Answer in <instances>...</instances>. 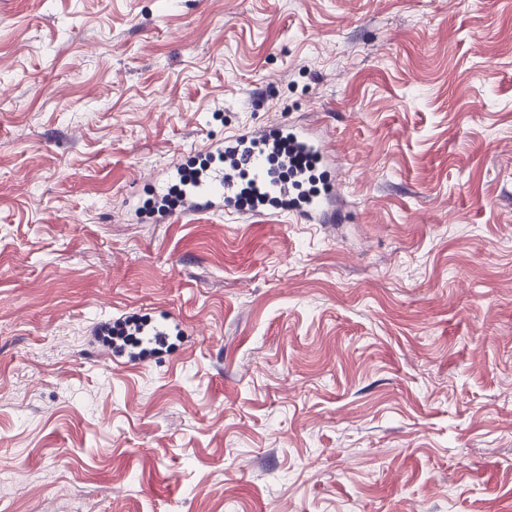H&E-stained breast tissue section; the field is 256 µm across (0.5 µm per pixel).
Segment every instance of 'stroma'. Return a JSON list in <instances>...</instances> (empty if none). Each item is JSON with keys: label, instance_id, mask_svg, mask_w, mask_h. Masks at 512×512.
I'll return each instance as SVG.
<instances>
[{"label": "stroma", "instance_id": "1", "mask_svg": "<svg viewBox=\"0 0 512 512\" xmlns=\"http://www.w3.org/2000/svg\"><path fill=\"white\" fill-rule=\"evenodd\" d=\"M327 131L340 224L134 219ZM187 334L113 362L94 328ZM0 512H512V0H0Z\"/></svg>", "mask_w": 512, "mask_h": 512}]
</instances>
